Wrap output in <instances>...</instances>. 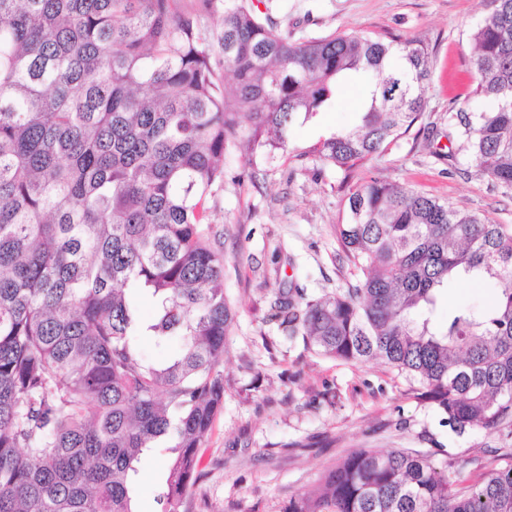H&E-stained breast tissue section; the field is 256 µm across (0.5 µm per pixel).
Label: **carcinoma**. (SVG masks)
<instances>
[{
    "mask_svg": "<svg viewBox=\"0 0 512 512\" xmlns=\"http://www.w3.org/2000/svg\"><path fill=\"white\" fill-rule=\"evenodd\" d=\"M0 0V512H135L148 452L172 453L157 499L178 512L224 404L234 315L212 208L224 154L273 157L291 127L369 77L362 123L310 154L351 169L419 119L420 43L291 40L253 0ZM221 13V29L198 16ZM485 112L448 113L460 150L512 189V0L472 34ZM336 239L354 283L281 291V326L316 354L378 360L462 435H512V225L397 183L349 190ZM499 285L433 332L424 310L459 278ZM155 302L140 318L132 292ZM178 352L150 360L138 337ZM470 481L416 450H360L286 512H512V448Z\"/></svg>",
    "mask_w": 512,
    "mask_h": 512,
    "instance_id": "1",
    "label": "carcinoma"
}]
</instances>
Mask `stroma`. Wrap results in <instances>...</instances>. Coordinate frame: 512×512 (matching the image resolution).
<instances>
[{"label":"stroma","mask_w":512,"mask_h":512,"mask_svg":"<svg viewBox=\"0 0 512 512\" xmlns=\"http://www.w3.org/2000/svg\"><path fill=\"white\" fill-rule=\"evenodd\" d=\"M292 39L332 33L385 42L418 41L429 51L430 80L421 118L372 160L345 170L307 156L310 145L359 125L346 86L330 109L298 122L285 152L272 162L237 151L224 158V193L212 222L223 234L224 291L235 312L218 369L224 405L198 451L199 478L179 512H285L288 501L316 487L325 471L361 449L409 448L455 461L474 477L512 436L476 429L454 434L420 402L409 380L378 361L323 357L291 341L273 319L280 289L297 285L316 298L355 282L357 273L336 240L347 219L350 188L382 178L512 225V189L481 174L458 152L449 113L481 112L474 92L471 34L486 13L484 0H254ZM265 174L252 184L255 165ZM492 288L458 281L443 290L431 317L442 327L454 305L483 308ZM168 451L147 456L140 473L138 512H161L154 488Z\"/></svg>","instance_id":"stroma-1"}]
</instances>
